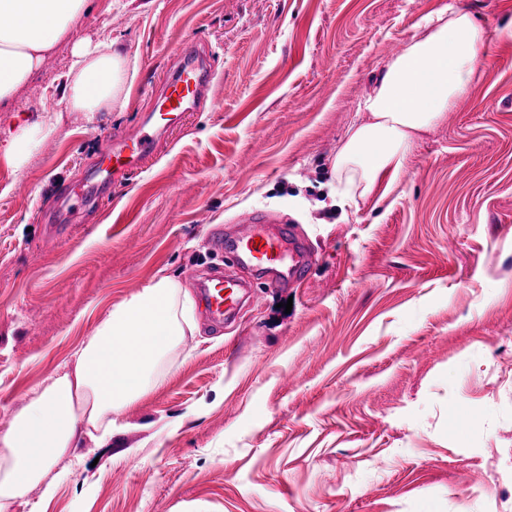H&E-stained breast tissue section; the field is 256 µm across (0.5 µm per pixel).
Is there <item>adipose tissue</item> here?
<instances>
[{
	"label": "adipose tissue",
	"mask_w": 512,
	"mask_h": 512,
	"mask_svg": "<svg viewBox=\"0 0 512 512\" xmlns=\"http://www.w3.org/2000/svg\"><path fill=\"white\" fill-rule=\"evenodd\" d=\"M92 0H0V104L10 102L68 36ZM491 41L473 16L452 7L426 15L420 31L389 59L374 92L359 102L362 121L349 127L332 161L334 196L345 204L392 188L406 168L419 132L441 120L488 71ZM136 63L113 41L103 50L81 40L65 75L67 111L85 118L124 108ZM60 121L22 120L4 150L23 169ZM179 282L160 276L109 311L72 363L30 399L0 435V512L33 484L44 498L56 492L53 471L73 456L82 437L104 446L117 430L114 415L163 383L164 366L191 323Z\"/></svg>",
	"instance_id": "adipose-tissue-1"
}]
</instances>
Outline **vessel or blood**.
Here are the masks:
<instances>
[{"mask_svg":"<svg viewBox=\"0 0 512 512\" xmlns=\"http://www.w3.org/2000/svg\"><path fill=\"white\" fill-rule=\"evenodd\" d=\"M210 80V66L198 49L184 51L179 67L160 86L149 120L143 121L133 134L115 138L111 151L85 177L82 194L66 197L67 208L74 210L92 200L99 175L121 181L127 169L151 155L157 140L174 120L204 104ZM243 222L244 230L234 235L213 236L216 252H230L234 265L248 270L260 284L270 288L305 278L312 258L292 226L271 225L269 216L259 213L247 214ZM199 285L210 322L223 325L225 316L235 310L241 281L216 270L201 274Z\"/></svg>","mask_w":512,"mask_h":512,"instance_id":"b4317fda","label":"vessel or blood"}]
</instances>
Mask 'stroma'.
Here are the masks:
<instances>
[{
	"mask_svg": "<svg viewBox=\"0 0 512 512\" xmlns=\"http://www.w3.org/2000/svg\"><path fill=\"white\" fill-rule=\"evenodd\" d=\"M446 5L496 35L492 67L386 197L324 206L387 44ZM113 38L137 61L125 108L67 112L75 41ZM189 43L212 67L206 107L49 236L63 190L152 112ZM59 113L25 169L0 157V433L155 276L197 301L221 261L213 228L276 215L313 264L251 289L220 330L197 302L111 448L83 443L52 498L31 487L11 512H512V486L496 504L476 494L498 481L492 457L512 458V0H93L0 106V143L22 115Z\"/></svg>",
	"mask_w": 512,
	"mask_h": 512,
	"instance_id": "1",
	"label": "stroma"
}]
</instances>
